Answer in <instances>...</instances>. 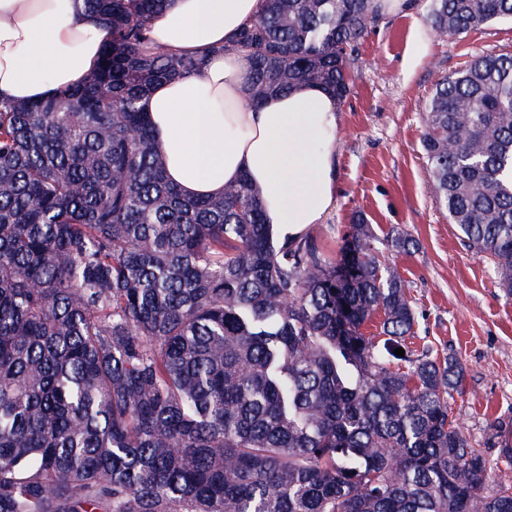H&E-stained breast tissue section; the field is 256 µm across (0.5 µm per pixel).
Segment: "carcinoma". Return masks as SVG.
Returning <instances> with one entry per match:
<instances>
[{
    "instance_id": "cac0c4a2",
    "label": "carcinoma",
    "mask_w": 512,
    "mask_h": 512,
    "mask_svg": "<svg viewBox=\"0 0 512 512\" xmlns=\"http://www.w3.org/2000/svg\"><path fill=\"white\" fill-rule=\"evenodd\" d=\"M79 2L112 29L98 66L0 97V512H512L455 423L461 363L405 348L414 307L380 254L410 236L357 214L334 258L279 241L247 179L207 199L170 183L144 112L209 53L247 58L253 104L304 84L341 100L377 0H265L207 54L148 47L170 0ZM430 15L459 36L512 21V0ZM421 148L511 297V52L435 84Z\"/></svg>"
}]
</instances>
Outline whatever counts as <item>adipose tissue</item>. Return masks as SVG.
I'll use <instances>...</instances> for the list:
<instances>
[{
	"label": "adipose tissue",
	"mask_w": 512,
	"mask_h": 512,
	"mask_svg": "<svg viewBox=\"0 0 512 512\" xmlns=\"http://www.w3.org/2000/svg\"><path fill=\"white\" fill-rule=\"evenodd\" d=\"M262 0H171L149 41L201 53L226 41L261 11ZM109 26L78 13L72 0H0V96L39 100L79 84L110 42ZM247 60L209 57L200 76L155 84L145 101L169 179L185 194L218 196L241 176L262 192L277 238L297 239L336 202L340 114L317 85L268 96L243 93Z\"/></svg>",
	"instance_id": "1"
}]
</instances>
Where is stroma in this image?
Segmentation results:
<instances>
[{"instance_id": "35a3bbf8", "label": "stroma", "mask_w": 512, "mask_h": 512, "mask_svg": "<svg viewBox=\"0 0 512 512\" xmlns=\"http://www.w3.org/2000/svg\"><path fill=\"white\" fill-rule=\"evenodd\" d=\"M512 52V23L442 38L429 0L382 9L350 63L338 101L336 204L311 234L329 253L343 243L355 214L415 240L390 257L406 280L419 343L456 356L465 370L454 414L474 447L497 455L496 428L512 432V297L496 285L493 265L464 245L438 208L420 139L425 103L436 82L486 52Z\"/></svg>"}]
</instances>
